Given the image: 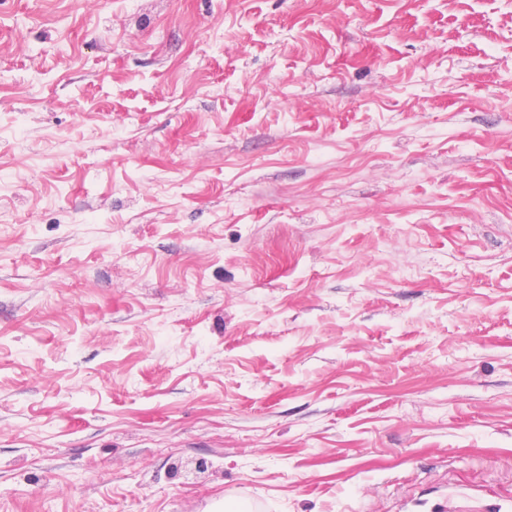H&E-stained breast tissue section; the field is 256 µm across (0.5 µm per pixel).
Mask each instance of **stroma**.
I'll return each mask as SVG.
<instances>
[{
	"label": "stroma",
	"instance_id": "35a3bbf8",
	"mask_svg": "<svg viewBox=\"0 0 512 512\" xmlns=\"http://www.w3.org/2000/svg\"><path fill=\"white\" fill-rule=\"evenodd\" d=\"M449 494L512 512V0H0V512Z\"/></svg>",
	"mask_w": 512,
	"mask_h": 512
}]
</instances>
